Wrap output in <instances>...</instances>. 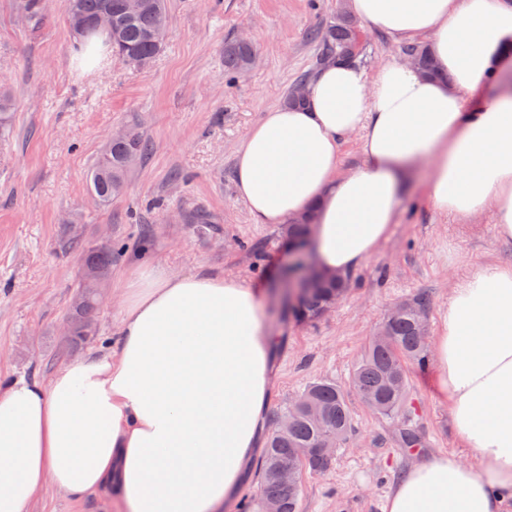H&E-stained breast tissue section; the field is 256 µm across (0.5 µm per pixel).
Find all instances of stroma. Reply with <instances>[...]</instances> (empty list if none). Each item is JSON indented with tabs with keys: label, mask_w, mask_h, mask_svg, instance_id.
Returning <instances> with one entry per match:
<instances>
[{
	"label": "stroma",
	"mask_w": 512,
	"mask_h": 512,
	"mask_svg": "<svg viewBox=\"0 0 512 512\" xmlns=\"http://www.w3.org/2000/svg\"><path fill=\"white\" fill-rule=\"evenodd\" d=\"M162 53L146 67L105 52L79 63L64 0H46L30 18L22 0H0V87L13 119L0 131V375L48 379L63 364L111 343L123 278L139 265L174 273L199 269L249 281L286 266V227L256 224L238 197L234 158L245 132L285 104L293 85L319 64L307 34L332 18L339 0H167ZM253 39L258 59L224 72V43ZM137 124L151 153L126 176L110 206L89 192L105 140ZM205 223H193L196 214ZM115 250L96 332L70 344L67 314L77 293L81 256L70 241ZM512 265V239L490 217L464 222L438 213L422 184L403 197L389 238L350 273L347 296L313 323L289 318L271 295L264 313L280 348L268 411L276 413L311 380L348 386L387 313L427 293L429 333L437 335L458 278L479 264ZM421 449L405 447L396 424L350 395L352 432L329 470L301 472L300 512H377L413 465L462 451L435 390L436 368H408ZM30 512H124L120 503L77 502L52 488Z\"/></svg>",
	"instance_id": "stroma-1"
}]
</instances>
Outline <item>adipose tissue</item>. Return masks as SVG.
<instances>
[{"label": "adipose tissue", "instance_id": "1", "mask_svg": "<svg viewBox=\"0 0 512 512\" xmlns=\"http://www.w3.org/2000/svg\"><path fill=\"white\" fill-rule=\"evenodd\" d=\"M394 41L428 40L441 72L400 58L368 72L330 61L301 104L266 112L235 159L258 224L312 214L321 269L347 273L390 235L405 182L430 163L441 214L491 215L512 238V0H349ZM358 137L362 163L338 167ZM114 347L42 382L0 379V512H29L52 485L126 512H230L265 429L273 351L263 289L144 265L122 285ZM437 386L471 461L439 456L395 484L387 512H512V265L455 283L433 341Z\"/></svg>", "mask_w": 512, "mask_h": 512}]
</instances>
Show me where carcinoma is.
Instances as JSON below:
<instances>
[{"mask_svg": "<svg viewBox=\"0 0 512 512\" xmlns=\"http://www.w3.org/2000/svg\"><path fill=\"white\" fill-rule=\"evenodd\" d=\"M67 20L78 15L82 26L72 30L82 38H91L103 33L96 26L98 17L108 11L112 14V30L106 32L112 42V49L131 63L145 66L160 55L163 46L152 37L154 29L167 24L166 0H148L149 5L137 14H128L123 9L125 0H66ZM354 17L336 11V15L323 29L310 33L322 49L321 59L337 56L351 50L361 58L364 48V34L352 29ZM407 52L414 55L425 74L439 75L434 58L425 46H412ZM256 56L252 41L238 37L224 42V70L237 73L247 69ZM148 153V144L136 125L129 127L123 139L114 140L103 153L101 160L90 174L92 194L103 206L112 203L125 190V179L131 168L130 160L139 161ZM83 273L79 285L82 305L70 309L69 316L74 322V343L85 339L94 330L96 294L106 281L112 269V248L108 245H82ZM336 285L325 281H313L306 291L297 295V300L288 306V313L298 321L319 318L321 309ZM406 310L393 319L384 322L389 340L385 343L370 342L355 365L349 383L359 399L383 418L402 424V440L409 447L421 445L420 433L409 426L414 407L409 400L406 367L413 364L423 368L428 363L427 342L421 336L416 311L429 307V298L418 293L408 299ZM299 398L319 409L321 420L313 419L302 407L292 403L285 405L273 416L274 426L265 440L260 466V488L256 496L244 501L242 512H263L264 502L275 499L281 512H298L300 491L290 492L274 477L276 467L294 455L298 448H312L314 453L307 457L303 467L313 473H322L330 465L315 448L330 438L342 444L352 429L351 414L346 389L326 379L311 381Z\"/></svg>", "mask_w": 512, "mask_h": 512, "instance_id": "carcinoma-1", "label": "carcinoma"}]
</instances>
